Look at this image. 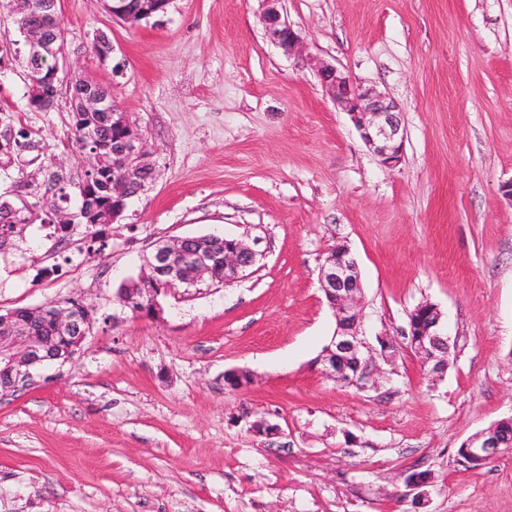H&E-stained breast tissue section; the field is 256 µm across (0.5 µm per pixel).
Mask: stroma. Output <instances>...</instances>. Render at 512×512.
Listing matches in <instances>:
<instances>
[{"instance_id":"1","label":"stroma","mask_w":512,"mask_h":512,"mask_svg":"<svg viewBox=\"0 0 512 512\" xmlns=\"http://www.w3.org/2000/svg\"><path fill=\"white\" fill-rule=\"evenodd\" d=\"M302 37L266 36L260 0H171L162 24L61 0L72 70L112 91L159 172L117 224L57 232L49 209L0 248V312L75 300L92 321L72 362L0 395V512H512V455L457 460L512 416V0H280ZM108 34L123 74L91 40ZM391 98L403 156L384 167L321 86L318 62ZM22 62L0 73L14 150L0 193L43 191L47 167L80 174L70 95L28 104ZM216 234L253 243L252 273L207 280L138 318L116 291L155 244ZM347 245L368 347L393 363L340 383L315 359L335 318L318 282ZM436 304L455 344L440 378L403 337ZM250 374L234 390L224 374ZM278 426L273 435L257 423ZM431 477L426 501L405 479ZM38 134L34 133H26L23 130H17L14 132V130L7 126L3 131H0V139L4 142H0V149L3 150V153L0 152V154H3L4 156L8 157L11 153L9 151L10 146L12 143L15 144V146L19 145V141L16 140V138H20L23 140L22 147L28 148L31 150L39 149L40 148V140L36 138Z\"/></svg>"}]
</instances>
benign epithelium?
<instances>
[{"label":"benign epithelium","instance_id":"7a95c632","mask_svg":"<svg viewBox=\"0 0 512 512\" xmlns=\"http://www.w3.org/2000/svg\"><path fill=\"white\" fill-rule=\"evenodd\" d=\"M262 16L269 38L285 52L301 47V39L284 19L278 8L279 0H263ZM171 0H140L135 11L129 10L126 0H104L112 17L137 26L159 23L168 12ZM32 8L31 0H0V14L8 13L20 23ZM23 51L14 42L0 40V57L15 61L23 54L26 65L36 66L43 79L29 82V100L37 102L47 81L66 83L72 90L71 103L81 112H110L112 123L124 129L121 150V169L112 172L110 188L114 206L104 213L101 224L118 223L127 209L128 184L142 170L154 169L150 161L147 140L139 127L121 109L109 104L93 92L86 77H69V70L60 61L65 59L64 45L59 38L43 29H23ZM317 76L332 101L347 112L365 144L385 167L401 159L405 130L396 104L373 88L355 84L335 66L321 62ZM91 150L83 153L84 172L101 168L106 148L92 133L84 132ZM257 263V252L246 241L219 235L184 237L158 243L145 259L144 271L136 280L119 290L123 307L133 314L154 318L162 313L159 296L178 286L194 287L213 278L217 269L224 270V282L232 283L243 277ZM320 289L336 318V329L319 359L320 372L335 380H353L366 373L368 360L362 355L364 338L359 330L362 282L357 262L345 245L329 252L320 267ZM405 332L408 344L430 367V372L442 377L448 370L450 338L442 325V313L431 303L417 306ZM91 313L83 306L69 307L58 302L37 308H23L0 323V391L14 392L28 384L41 367L69 362L82 346L89 331ZM512 451V440L496 434L491 427L469 437L463 443L465 464L478 469L506 456Z\"/></svg>","mask_w":512,"mask_h":512}]
</instances>
